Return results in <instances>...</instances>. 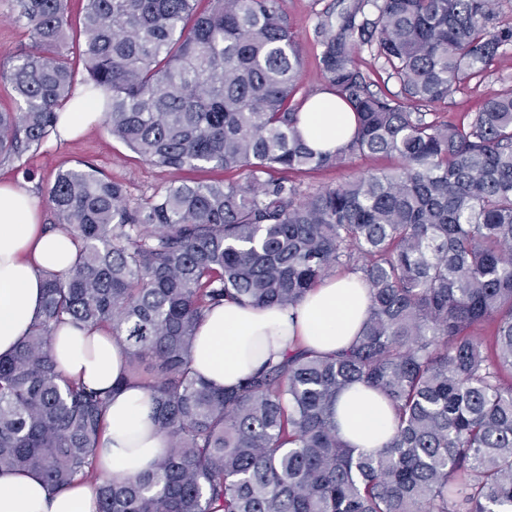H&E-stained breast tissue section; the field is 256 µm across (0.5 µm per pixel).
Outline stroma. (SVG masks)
<instances>
[{
    "label": "stroma",
    "instance_id": "stroma-1",
    "mask_svg": "<svg viewBox=\"0 0 512 512\" xmlns=\"http://www.w3.org/2000/svg\"><path fill=\"white\" fill-rule=\"evenodd\" d=\"M15 0H0V70L9 69L13 60L27 50L31 42L29 30L14 21ZM339 0H284L289 22L301 45L304 65L302 83L310 93L324 88L322 72L316 55V29L321 15ZM512 88V56L494 61L484 77L472 80L435 109L452 120H465L477 112L486 93ZM394 159L370 154L350 156L340 167H330L295 175L302 191L310 192L339 184L349 177L388 169ZM91 166L112 180L125 185L130 199L142 201L173 183L184 181L238 180L235 171L204 168L173 170L155 166L112 138L104 123H96L73 140L50 135L37 151L24 155L22 161L0 162V179L7 178L31 192L43 215L45 224L53 225L57 217L47 202L48 191L59 171Z\"/></svg>",
    "mask_w": 512,
    "mask_h": 512
}]
</instances>
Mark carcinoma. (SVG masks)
Segmentation results:
<instances>
[{"mask_svg":"<svg viewBox=\"0 0 512 512\" xmlns=\"http://www.w3.org/2000/svg\"><path fill=\"white\" fill-rule=\"evenodd\" d=\"M66 5L17 0L33 44L4 73L19 111H0V161L39 149L78 103ZM81 31L86 92L113 138L160 167L241 178L133 203L91 168L57 175L54 228L79 255L46 277L39 319L0 357V471H34L53 491L90 480L98 512H512V89L462 123L411 109L512 49L495 0H351L321 17L327 89L356 116L335 152L297 128L310 95L283 0H84ZM366 47L398 98L371 90ZM357 153L398 164L312 193L270 177ZM340 269L370 293L349 348H290L230 388L194 371L211 308L295 307ZM66 320L112 331L125 357L112 389L58 371ZM356 382L395 412L371 455L336 432V398ZM126 386L146 391L169 448L117 479L93 457Z\"/></svg>","mask_w":512,"mask_h":512,"instance_id":"1","label":"carcinoma"}]
</instances>
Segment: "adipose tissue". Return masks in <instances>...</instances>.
Masks as SVG:
<instances>
[{"instance_id":"1","label":"adipose tissue","mask_w":512,"mask_h":512,"mask_svg":"<svg viewBox=\"0 0 512 512\" xmlns=\"http://www.w3.org/2000/svg\"><path fill=\"white\" fill-rule=\"evenodd\" d=\"M299 128L314 151H336L355 130V116L330 92L313 95L300 114ZM78 249L64 233L46 232L37 205L21 187L0 181V357L10 356L39 318L45 277L69 269ZM370 303L358 274H334L312 288L294 308L242 306L213 308L204 318L192 350V367L205 380L234 386L241 377L278 360L289 345L301 343L332 354L360 336ZM52 354L59 370L73 380L107 390L123 371V358L110 333L61 325ZM340 437L363 453L379 450L395 432L388 404L363 384L339 399ZM167 447L150 417L144 390L128 388L112 397L96 465L124 478L148 470ZM95 488L78 481L53 492L39 474L0 472V512H97Z\"/></svg>"}]
</instances>
